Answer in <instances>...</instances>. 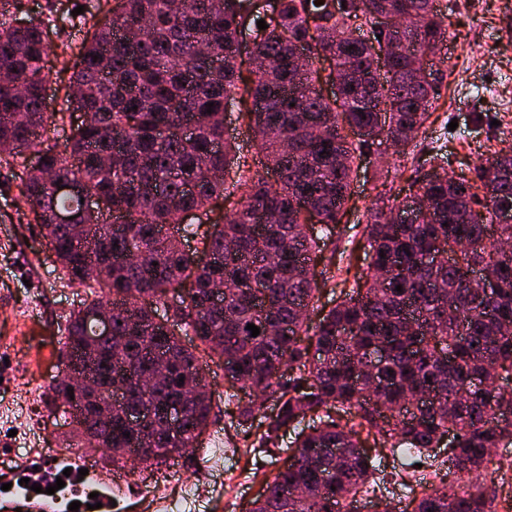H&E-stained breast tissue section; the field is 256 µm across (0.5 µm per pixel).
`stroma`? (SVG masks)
Listing matches in <instances>:
<instances>
[{"mask_svg":"<svg viewBox=\"0 0 512 512\" xmlns=\"http://www.w3.org/2000/svg\"><path fill=\"white\" fill-rule=\"evenodd\" d=\"M29 14L59 17L50 26L55 44L79 41L80 26L66 23L74 0H24ZM448 25V58L438 64L446 83L440 84L441 104L434 112L423 146L408 154L405 168L428 171L431 155L447 156L451 168L476 163L494 151L512 148V0H436ZM456 130H449V123ZM377 155L365 157L353 181L350 210L336 230L346 241L354 225L367 221L379 195L402 189L405 178L383 185L376 171ZM24 205L13 181V170L0 165V449L8 451L10 467L33 458L31 434L41 433L47 446L60 451L70 432L63 410L51 399V387L62 364L59 336L66 320L86 297L84 289L68 286L42 246V237L20 219ZM40 403L38 419L24 417L23 406ZM385 483L377 495L358 504L359 512H383L404 499L401 461L382 450ZM286 460L285 448L242 455L233 483L224 480V461L208 453L184 454L167 464L133 476L147 500L131 512H189L184 500L195 494L198 512H249L266 478Z\"/></svg>","mask_w":512,"mask_h":512,"instance_id":"stroma-1","label":"stroma"}]
</instances>
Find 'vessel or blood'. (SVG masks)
Segmentation results:
<instances>
[{
    "instance_id": "b4317fda",
    "label": "vessel or blood",
    "mask_w": 512,
    "mask_h": 512,
    "mask_svg": "<svg viewBox=\"0 0 512 512\" xmlns=\"http://www.w3.org/2000/svg\"><path fill=\"white\" fill-rule=\"evenodd\" d=\"M80 465L77 461L50 454L44 457L37 472L36 481L41 484V492H34L25 485L24 471H15L8 490V502L14 512H64L71 502L80 500L84 483L99 484L97 500L101 502L103 512L112 508V492L125 484L126 476L122 470L111 469L107 476H100L96 470H89L87 475H80ZM64 477L63 488H56L57 477ZM54 487V494H47V487Z\"/></svg>"
}]
</instances>
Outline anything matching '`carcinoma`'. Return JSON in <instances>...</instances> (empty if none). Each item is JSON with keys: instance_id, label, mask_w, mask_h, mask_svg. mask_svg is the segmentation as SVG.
<instances>
[{"instance_id": "cac0c4a2", "label": "carcinoma", "mask_w": 512, "mask_h": 512, "mask_svg": "<svg viewBox=\"0 0 512 512\" xmlns=\"http://www.w3.org/2000/svg\"><path fill=\"white\" fill-rule=\"evenodd\" d=\"M83 5L89 28L71 81L79 119L63 155L46 138L55 123L44 104L48 26L31 16L18 24L22 0L0 21V161L14 168L61 279L86 289L62 337L63 370L102 377L98 393L70 401L72 446H106L120 466L136 452L144 468L175 448L203 447L213 406L195 390L209 386L212 361L244 391L235 448H275L283 432L294 433L297 461L266 482L250 512H352L375 492L380 471L360 451L363 435L407 469L433 459L450 475L483 474L489 449L512 445V390L472 383L490 369L512 380V223L499 222L512 212V152L458 173L441 166L409 177L410 194L427 202L416 222L390 223L392 207L377 199L356 231L370 260L340 281L350 289L334 306L320 304L329 279L303 268L336 266L335 230L364 157L401 159L426 133L438 78L424 83L416 73L448 42L435 0H113L109 17L98 0ZM382 17L387 26L370 45L359 30ZM261 19L268 28L257 27ZM247 37L257 64L245 81ZM302 45L310 58L300 65ZM327 82L337 88L330 97ZM228 109L254 131L274 180L251 173L224 139ZM30 149L44 158L38 175L25 165ZM56 182L79 192L57 193ZM217 199L222 224L209 217ZM59 213L85 226V238L57 223ZM110 213L123 231L104 223ZM439 246L448 258L432 264L426 256ZM215 288L223 289L217 301ZM97 308L109 310V335L89 319ZM162 362L161 386L110 400L107 375ZM424 392L436 405L409 413L405 397ZM268 394L279 402L273 418ZM170 408L183 412L175 433L127 421ZM310 448L327 452L312 462ZM492 504L476 484L412 488L408 497L412 512H494Z\"/></svg>"}]
</instances>
